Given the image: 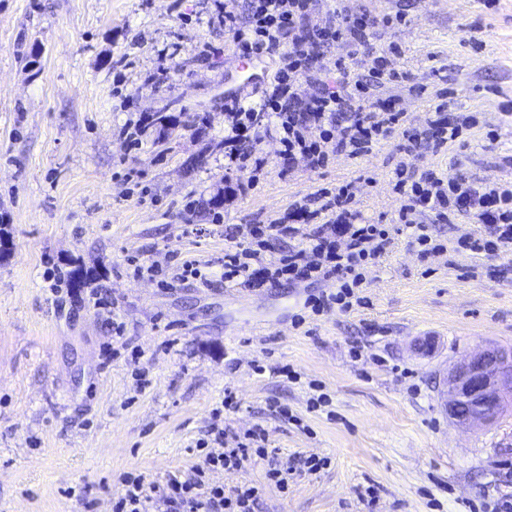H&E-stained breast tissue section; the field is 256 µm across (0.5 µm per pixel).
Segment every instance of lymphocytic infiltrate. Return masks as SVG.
<instances>
[{
  "instance_id": "obj_1",
  "label": "lymphocytic infiltrate",
  "mask_w": 512,
  "mask_h": 512,
  "mask_svg": "<svg viewBox=\"0 0 512 512\" xmlns=\"http://www.w3.org/2000/svg\"><path fill=\"white\" fill-rule=\"evenodd\" d=\"M224 26L231 32L239 54L277 49L282 64L259 104L237 99L227 105L230 124L224 144L230 149V158L240 159L237 145L257 110L268 115L282 154L301 155L313 168L324 163L331 149H349L356 155L370 152L378 132L399 124L401 113L366 95L369 83L394 81L401 76L385 56L377 57L375 67L364 78L351 75L344 60H337L334 82H320L308 95L302 90L311 78L317 49L344 46L356 52L370 48L377 20L349 14L340 0H331L322 20L316 23L309 17V0H247L246 17L225 14ZM396 176L408 199L401 208L402 220L422 254L440 249L427 225L415 221L416 215L426 213L448 223L466 217L482 225L480 235L459 240L462 250L512 254V188L433 173L413 180L401 169ZM320 217L326 220L324 229L312 234L303 232V225ZM251 233L257 238L292 239L296 245L273 263L266 262L256 249L225 253V282L259 288L283 277L321 281L324 289L306 301L315 312L335 308L350 311L363 283L361 267L376 261L389 242L384 225L366 221L355 208L354 195L347 185L338 187L320 208H310L305 202L295 204L288 215L256 225ZM261 497V489L251 485L228 493L222 486L202 479L172 480L161 487L128 476L113 512H257Z\"/></svg>"
}]
</instances>
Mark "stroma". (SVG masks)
<instances>
[{"label": "stroma", "instance_id": "obj_1", "mask_svg": "<svg viewBox=\"0 0 512 512\" xmlns=\"http://www.w3.org/2000/svg\"><path fill=\"white\" fill-rule=\"evenodd\" d=\"M344 4L381 21L352 70L402 48L407 79L369 89L403 112L401 129L313 169L283 156L261 112L249 136L263 162L240 169L224 147L239 79L224 14L244 0H0V512H112L124 474L162 484L201 468L228 490L262 487L260 512H495L512 498V410L463 429L443 406L457 359L512 347V272L456 250L482 231L464 220L431 224L446 250L420 257L394 175L512 182V0ZM400 11L406 24L384 25ZM437 106L470 124L455 144L405 153L403 131ZM143 113L178 126L129 145L119 131ZM344 184L392 230L361 304L317 315L304 306L316 285L220 278L225 251L254 247L248 225ZM163 255L160 278L138 275ZM185 260L211 266L212 286L183 279ZM98 289L122 341L89 301ZM222 428L263 429L268 458L206 470ZM311 455L325 466L308 471ZM283 465L284 490L267 478Z\"/></svg>", "mask_w": 512, "mask_h": 512}]
</instances>
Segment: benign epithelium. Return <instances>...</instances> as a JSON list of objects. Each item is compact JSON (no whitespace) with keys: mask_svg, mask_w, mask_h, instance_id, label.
<instances>
[{"mask_svg":"<svg viewBox=\"0 0 512 512\" xmlns=\"http://www.w3.org/2000/svg\"><path fill=\"white\" fill-rule=\"evenodd\" d=\"M512 405V359L486 347L456 361L446 377L445 409L455 425L496 422Z\"/></svg>","mask_w":512,"mask_h":512,"instance_id":"1","label":"benign epithelium"}]
</instances>
